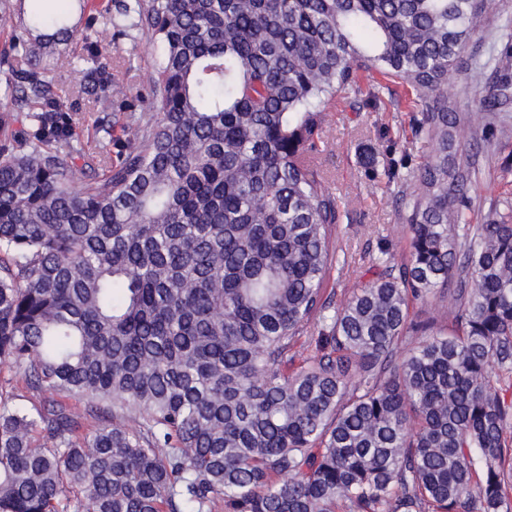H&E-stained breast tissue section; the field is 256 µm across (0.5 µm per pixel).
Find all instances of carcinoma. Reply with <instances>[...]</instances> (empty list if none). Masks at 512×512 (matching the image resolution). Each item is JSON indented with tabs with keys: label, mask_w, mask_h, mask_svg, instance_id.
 Here are the masks:
<instances>
[{
	"label": "carcinoma",
	"mask_w": 512,
	"mask_h": 512,
	"mask_svg": "<svg viewBox=\"0 0 512 512\" xmlns=\"http://www.w3.org/2000/svg\"><path fill=\"white\" fill-rule=\"evenodd\" d=\"M74 0H0V512H512V214L470 224L448 106L496 0H114L159 50L112 152L73 111L113 83ZM375 70L417 93L407 259L325 295L336 196L312 157ZM503 74L480 99L509 97ZM456 283L448 325L411 316ZM316 344H295L310 325ZM300 359L299 366H288ZM100 107L90 104L80 112H76L74 120V136L87 150L93 147L95 137L94 120L103 116ZM3 389L13 392V394L29 395L26 392L24 381L19 370L11 364L0 362V385Z\"/></svg>",
	"instance_id": "carcinoma-1"
}]
</instances>
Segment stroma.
Returning a JSON list of instances; mask_svg holds the SVG:
<instances>
[{
	"label": "stroma",
	"mask_w": 512,
	"mask_h": 512,
	"mask_svg": "<svg viewBox=\"0 0 512 512\" xmlns=\"http://www.w3.org/2000/svg\"><path fill=\"white\" fill-rule=\"evenodd\" d=\"M512 21V0H498L495 12L486 15L472 48L481 55H494L498 66L512 73V55L502 52L500 33ZM101 44L119 65L125 86H145L158 52L147 45L132 46L114 41L110 27L95 31ZM488 77L463 76L452 107L460 118V141L477 138L475 168L478 180L467 213L480 224L494 211L512 202V102L498 117H490L479 100ZM360 92L342 94L323 128L324 145L313 163L325 185L335 195L341 211L336 229L337 252L325 288L334 301L348 298L367 283L372 260L388 251L395 260L408 252V232L400 204L398 183L388 181L385 169H398L407 177L422 166L430 153L425 139L415 137L411 127L417 115L415 91L378 74L364 75ZM374 150L375 167L361 160Z\"/></svg>",
	"instance_id": "stroma-1"
}]
</instances>
